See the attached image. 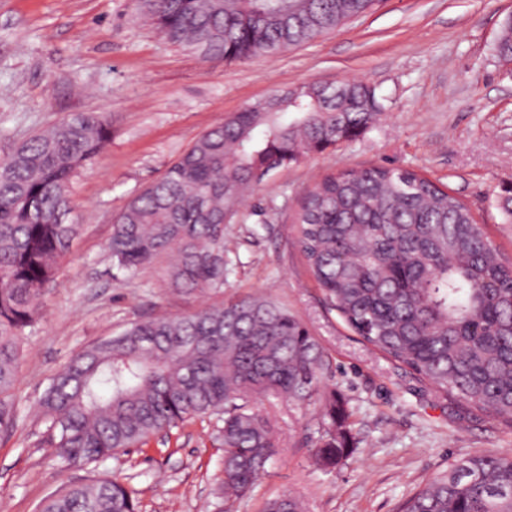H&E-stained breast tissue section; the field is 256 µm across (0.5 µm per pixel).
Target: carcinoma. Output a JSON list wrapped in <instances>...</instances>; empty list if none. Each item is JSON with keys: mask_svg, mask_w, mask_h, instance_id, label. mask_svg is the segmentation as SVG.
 Segmentation results:
<instances>
[{"mask_svg": "<svg viewBox=\"0 0 512 512\" xmlns=\"http://www.w3.org/2000/svg\"><path fill=\"white\" fill-rule=\"evenodd\" d=\"M172 44L206 61L243 62L306 44L374 11L380 0H134ZM375 88L341 95L310 82L224 118L142 189L112 225V265L157 270L174 291L224 288L225 225L260 169L286 166L379 120ZM111 136L110 120L74 112L0 154V435L19 421L13 394L26 331L81 225L71 180ZM297 246L332 307L361 338L443 392L512 424V262L470 207L413 170L372 166L324 177L295 216ZM325 357L288 309L253 295L175 317L131 322L87 346L40 398L63 463H92L191 418L216 419L224 445L226 510L250 494L276 454L269 416L253 405L319 395ZM348 415L328 397L318 462L352 452ZM40 512H138L117 480L70 486ZM261 512H304L300 498H267ZM400 512H512V455L456 460Z\"/></svg>", "mask_w": 512, "mask_h": 512, "instance_id": "obj_1", "label": "carcinoma"}]
</instances>
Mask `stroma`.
Returning a JSON list of instances; mask_svg holds the SVG:
<instances>
[{
  "label": "stroma",
  "mask_w": 512,
  "mask_h": 512,
  "mask_svg": "<svg viewBox=\"0 0 512 512\" xmlns=\"http://www.w3.org/2000/svg\"><path fill=\"white\" fill-rule=\"evenodd\" d=\"M512 0H381L335 33L241 63L207 62L168 43L133 0H0V149L73 112L110 116L103 153L72 182L79 237L23 342L14 395L21 419L0 436V512H38L68 486L110 478L140 512H224L217 495L224 450L216 421L194 418L102 462L66 466L33 410L50 377L91 343L128 323L177 316L213 296L162 286L155 269L113 268L114 217L200 134L271 95L322 81L375 88L381 123L263 176L225 237V299L266 296L315 337L327 366L320 391L349 413L353 451L317 464L324 402L259 403L279 452L235 512L301 495L307 512H398L453 461L512 453V427L373 350L330 311L295 244L291 216L324 175L360 166L406 168L467 203L512 261V223L496 199L512 186V69L497 46Z\"/></svg>",
  "instance_id": "stroma-1"
}]
</instances>
